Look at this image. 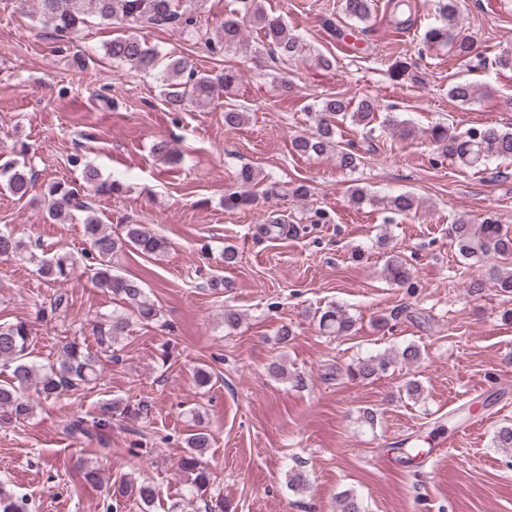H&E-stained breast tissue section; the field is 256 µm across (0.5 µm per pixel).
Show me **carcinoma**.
I'll use <instances>...</instances> for the list:
<instances>
[{"mask_svg":"<svg viewBox=\"0 0 512 512\" xmlns=\"http://www.w3.org/2000/svg\"><path fill=\"white\" fill-rule=\"evenodd\" d=\"M239 8L224 20V26L206 37L212 52L230 51L242 45V24L248 22L263 31L268 51L279 60H292L303 51L300 39L288 33L280 17L269 13L264 0H238ZM389 7L396 24L412 25L409 0H389ZM32 8L39 22L52 29L57 37L74 35L85 26L87 19L95 17L103 22L122 21L132 27H176L184 32L196 30L197 18L191 12L180 11L175 0H32ZM341 10L346 18L365 24L371 18V0H341ZM436 22L426 28L422 41L427 46L450 45L459 58L473 69L482 68L484 59L474 53V40L456 32L460 14V0H437ZM106 54L115 60L143 71H162L165 96L173 110L182 109L193 102L209 98L219 88H228L239 79V73L228 67L213 76L196 69L192 59L178 57L163 62L159 53L130 34L112 40L106 45ZM478 88L468 80L448 85V97L461 104H468L477 96ZM379 102L373 96L353 100L334 94L308 106L314 115V131L296 137L292 146L301 155H323L332 151L336 166L353 170L361 155L336 141L338 121L346 119L356 126L368 127L377 118ZM430 138L441 153L459 167L478 172L487 169L494 160H512V132L496 126L472 127L463 132L450 125L438 124L430 131ZM73 163L81 165L82 182L52 183L44 192L47 219L52 223L65 224L81 213L84 235L94 260L95 285L110 293L115 300L131 308L140 322L148 325L159 321L160 312L148 299L142 282L124 277L114 270L115 259L129 251L145 256H158L167 249V242L151 232L143 224H123L119 231L101 223L96 212L84 201L85 191L94 190L101 195H115L123 190L116 180H104L98 169L73 157ZM35 182L32 168L23 159L14 158L0 164V187L13 196L25 197ZM236 190L224 195V207L238 209L256 200L252 188L259 183V173L244 165L235 174ZM384 209L396 214H407L418 209V201L408 192L392 195L383 200ZM448 235L456 252L463 260L462 268L496 257L506 265L512 263V232L499 224L492 216L475 224L460 216L448 228ZM26 253L23 240L8 229H0V256L20 257ZM29 260L36 263L39 275L47 282H66L71 279L76 259L69 253L50 258L29 253ZM389 279L399 285L413 287L411 269L399 255L385 260ZM493 276L500 290L512 293V270L493 268ZM320 328L334 336L346 335L355 326V320L342 307H328L320 316ZM130 321L122 312L101 314L94 321L92 331L95 348L77 340L65 341L57 357L50 363L38 365L31 359L33 331L26 320L0 323V366L9 370L7 380L0 383V427L19 423L31 417L34 406L26 391L34 389L38 398L55 401L63 395L84 389L97 383L100 378L102 357L112 358L116 345L128 335ZM391 358L370 356L349 367L352 379H369L387 370ZM150 407L144 400L130 401L111 399L101 406L102 418L96 426L105 427L112 415L122 418L145 419ZM189 452L181 459L180 472L189 497L176 503L171 510H185L194 501L202 499L212 480L207 462L203 460L205 449L211 447L210 434L194 429L185 437ZM492 444L506 452L512 451V426L503 425L493 433ZM115 505L133 496L141 504L142 512H152L157 492L154 485L139 484L122 477L113 481L109 490ZM0 512H25L23 502L10 491L0 488Z\"/></svg>","mask_w":512,"mask_h":512,"instance_id":"cac0c4a2","label":"carcinoma"}]
</instances>
